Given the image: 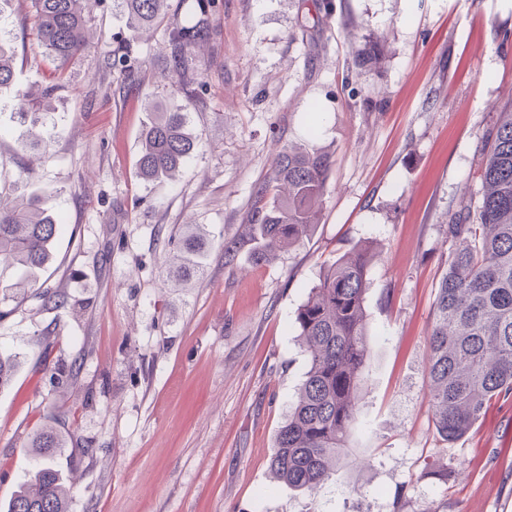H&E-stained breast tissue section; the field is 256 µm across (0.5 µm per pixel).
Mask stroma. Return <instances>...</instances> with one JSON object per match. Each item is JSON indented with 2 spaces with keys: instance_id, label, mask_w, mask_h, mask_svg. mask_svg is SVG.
Here are the masks:
<instances>
[{
  "instance_id": "35a3bbf8",
  "label": "stroma",
  "mask_w": 512,
  "mask_h": 512,
  "mask_svg": "<svg viewBox=\"0 0 512 512\" xmlns=\"http://www.w3.org/2000/svg\"><path fill=\"white\" fill-rule=\"evenodd\" d=\"M209 14L184 72L170 73L161 26L117 81L126 18L100 0L48 101L49 152L30 180L18 95L52 63L17 0H0L16 56L0 90V192L53 191L66 227L44 277L70 301L32 299L0 320V349L21 356L0 389V512L44 425L62 439L70 512H512V400L448 443L425 371L448 222L477 192L482 145L512 103V0H209ZM153 105L188 112L201 138L172 181L137 173ZM308 143L332 154L319 224L273 262L244 250L225 264L274 155ZM182 224L211 237L203 276L177 291L163 254ZM361 241L376 253L354 456L317 491H291L268 461L307 370L297 310ZM74 360L77 380L58 379Z\"/></svg>"
}]
</instances>
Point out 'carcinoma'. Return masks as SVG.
Instances as JSON below:
<instances>
[{
	"mask_svg": "<svg viewBox=\"0 0 512 512\" xmlns=\"http://www.w3.org/2000/svg\"><path fill=\"white\" fill-rule=\"evenodd\" d=\"M41 46L55 63L49 81L21 94V114L33 117L60 88L64 65L86 47L84 28L96 0H22ZM127 17L129 36L113 50V72L127 77L133 46L164 21L170 0H115ZM191 25L168 29L172 71L186 52L206 41L210 22L205 3ZM15 54L0 37V89L13 78ZM200 145L184 112H156L141 136L137 160L144 180L174 179ZM331 169V155L310 145L280 149L272 177L253 204V222L239 238L224 242V262L244 248L257 263L274 260L300 244L319 223ZM481 197L464 204L448 224L450 247L433 306L426 362L428 399L437 434L452 442L482 419L492 404L512 398V104L482 147L478 168ZM65 224L52 209V193L19 195L0 203V266L16 270V280L0 285V320L30 298L61 308L63 292L37 283L53 261V244ZM208 238L198 224H185L166 260L169 281L185 288L203 271ZM373 245L360 242L323 267L319 283L298 309L296 324L309 367L297 397L279 427L269 468L293 491L312 492L336 476L349 454V437L366 382L369 352L365 294ZM16 355L0 350V388L14 373ZM34 466L13 495L7 512H69L70 491L52 457L58 447L49 427L30 441Z\"/></svg>",
	"mask_w": 512,
	"mask_h": 512,
	"instance_id": "1",
	"label": "carcinoma"
}]
</instances>
